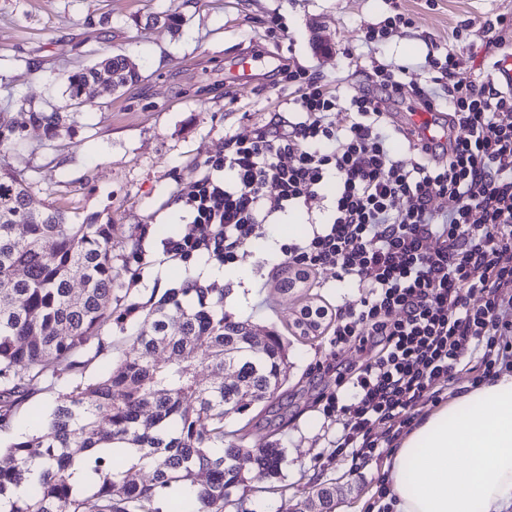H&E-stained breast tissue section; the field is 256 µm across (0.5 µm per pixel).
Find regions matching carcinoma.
<instances>
[{
  "label": "carcinoma",
  "instance_id": "obj_1",
  "mask_svg": "<svg viewBox=\"0 0 512 512\" xmlns=\"http://www.w3.org/2000/svg\"><path fill=\"white\" fill-rule=\"evenodd\" d=\"M112 94L139 79L129 59L103 54L66 74V103L18 123L0 112V147L52 146L80 124L76 108L100 80ZM34 178L0 165V512H255L245 474L282 477L285 449L249 448L224 421L272 398L287 380L288 351L276 330L254 351L248 321L224 313V289L187 276L157 301L116 287L114 261L134 284L136 236H117L95 216L80 224L54 201L32 206ZM164 241L184 258L224 237L212 224H167ZM120 353L109 368L97 365ZM229 371L217 386L199 369ZM44 395L33 433L12 435L21 408ZM94 477L74 485L72 469ZM150 472L147 480L144 472ZM321 486L297 512H334Z\"/></svg>",
  "mask_w": 512,
  "mask_h": 512
}]
</instances>
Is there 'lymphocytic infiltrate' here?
<instances>
[{"mask_svg": "<svg viewBox=\"0 0 512 512\" xmlns=\"http://www.w3.org/2000/svg\"><path fill=\"white\" fill-rule=\"evenodd\" d=\"M504 16L467 19L444 58L426 55L430 88H409L408 65H378L373 88L354 96L306 71L288 73L289 116L252 136H228L183 203L190 224L224 227V263L264 239L274 214L330 204L329 222L280 247L285 265L307 274L335 270L368 293L339 312L330 343L356 349L360 367L336 365V384L317 404L342 418L326 458L379 456L374 433L399 435L410 408L437 397L465 370L462 350L483 376L499 362L494 338L512 329V94L491 76L461 79L459 43L477 37L498 59ZM414 91L422 108L448 113L461 134L448 144L411 147L400 158L388 105Z\"/></svg>", "mask_w": 512, "mask_h": 512, "instance_id": "lymphocytic-infiltrate-1", "label": "lymphocytic infiltrate"}]
</instances>
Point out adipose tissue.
<instances>
[{"label": "adipose tissue", "mask_w": 512, "mask_h": 512, "mask_svg": "<svg viewBox=\"0 0 512 512\" xmlns=\"http://www.w3.org/2000/svg\"><path fill=\"white\" fill-rule=\"evenodd\" d=\"M387 479L395 512H512V373L425 417Z\"/></svg>", "instance_id": "ef3b65f1"}]
</instances>
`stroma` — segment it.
Wrapping results in <instances>:
<instances>
[{"label": "stroma", "instance_id": "obj_1", "mask_svg": "<svg viewBox=\"0 0 512 512\" xmlns=\"http://www.w3.org/2000/svg\"><path fill=\"white\" fill-rule=\"evenodd\" d=\"M402 6L412 24L394 27L380 52L352 65L344 50L357 48L363 30L387 17L385 0H0V112L20 121L29 109L64 103L66 73L91 64L99 49L126 55L140 73L111 95L88 86L73 136L35 153L15 148L0 157L17 172L36 174L34 204L54 198L75 222L96 214L127 235L139 224L180 221V181L201 176L205 161L223 154L226 136L251 135L287 111L282 68L304 69L332 86L344 82L357 94L376 63L445 56L453 27L496 15L509 21L501 49L512 53V0H438L433 10L424 0H402ZM167 10L182 16L179 30L148 23V16ZM244 53L262 58L253 85H225ZM279 261L265 246L245 247L238 259L248 265L250 281L234 316L249 320L256 336L276 329L288 339L287 383L274 399L226 424L241 431L246 446L275 441L287 452V492L274 490L260 470L248 473L253 512L296 506L320 485L335 487L336 512H393L376 494L392 448L365 464L344 456L319 460L336 425L316 401L335 376L315 366L358 363L361 354L336 351L325 335L308 340L293 333L306 302L333 315L355 306L364 291L327 270L319 287L282 292Z\"/></svg>", "mask_w": 512, "mask_h": 512}]
</instances>
